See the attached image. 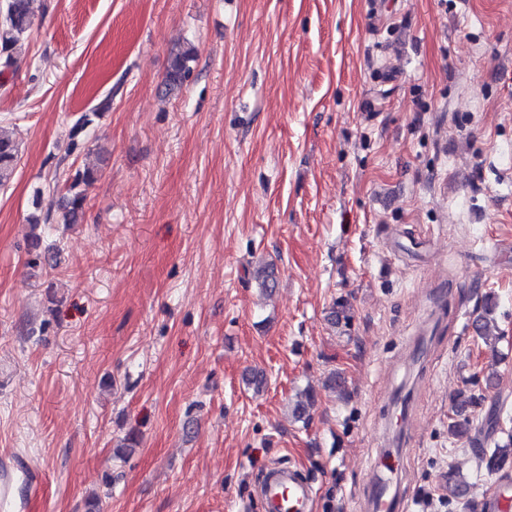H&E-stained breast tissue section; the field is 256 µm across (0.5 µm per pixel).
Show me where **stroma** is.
Instances as JSON below:
<instances>
[{
	"instance_id": "obj_1",
	"label": "stroma",
	"mask_w": 512,
	"mask_h": 512,
	"mask_svg": "<svg viewBox=\"0 0 512 512\" xmlns=\"http://www.w3.org/2000/svg\"><path fill=\"white\" fill-rule=\"evenodd\" d=\"M30 8L0 74L20 146L0 189L4 512H264L253 485L277 462L312 478L313 512H369L385 467L400 512H474L497 479L448 423L466 388L512 432V0ZM452 464L470 501L441 500ZM195 61L193 48L178 50L171 58L168 73L166 75L167 85L182 84L192 71L191 63ZM101 173L98 168H86L82 172L78 171L72 178V181L69 185V211L66 216H69L68 219H74L77 212L82 209V206L84 204V201L86 199L85 197V187H89L94 182L97 181V179L100 177ZM496 301L493 295H485L483 300V313L478 315L474 321V330L478 337L483 340L486 346L489 345L493 355L494 363L491 365V368L488 369V372L485 376V388L486 389H494L497 381L499 379L498 371L496 370V365L500 363L502 357L499 356L496 344L500 341L502 336L499 334H495L493 338H490V322L487 318V315L491 314L496 307ZM494 366V368H493Z\"/></svg>"
}]
</instances>
